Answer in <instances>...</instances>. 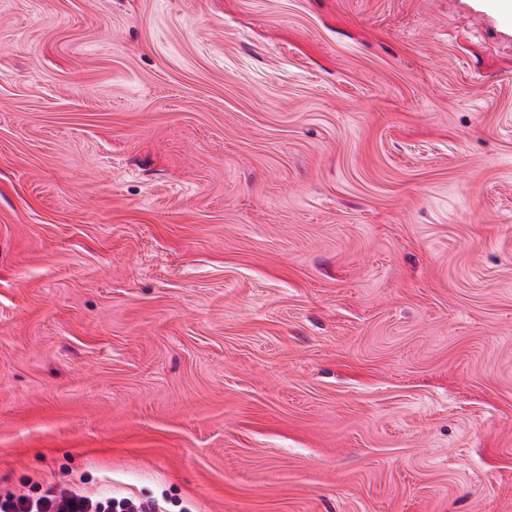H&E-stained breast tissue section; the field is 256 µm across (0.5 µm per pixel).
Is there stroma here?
Wrapping results in <instances>:
<instances>
[{"mask_svg": "<svg viewBox=\"0 0 512 512\" xmlns=\"http://www.w3.org/2000/svg\"><path fill=\"white\" fill-rule=\"evenodd\" d=\"M512 512L499 0H0V495Z\"/></svg>", "mask_w": 512, "mask_h": 512, "instance_id": "obj_1", "label": "stroma"}]
</instances>
